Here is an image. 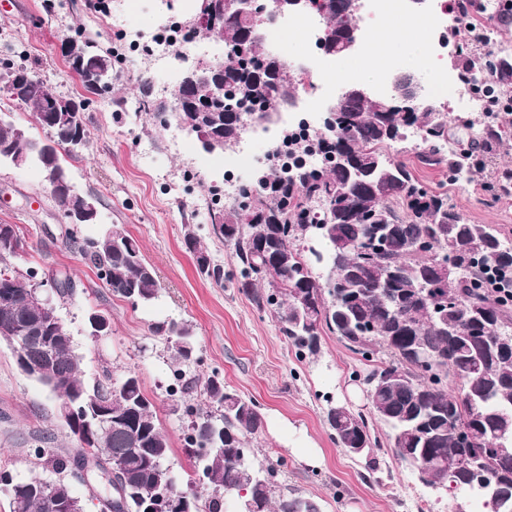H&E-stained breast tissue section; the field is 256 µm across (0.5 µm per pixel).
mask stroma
<instances>
[{"instance_id": "1", "label": "stroma", "mask_w": 512, "mask_h": 512, "mask_svg": "<svg viewBox=\"0 0 512 512\" xmlns=\"http://www.w3.org/2000/svg\"><path fill=\"white\" fill-rule=\"evenodd\" d=\"M141 25L135 9L98 16L90 12L88 0H0V58L25 64L58 94L85 103L88 142L64 161L76 189L100 201L102 221L84 225V235L95 237L103 226L122 225L140 244L160 283L159 297L149 306L113 295L92 265L64 247L63 219L43 190L40 170L0 165V224L19 225L28 242L17 267L61 270L78 284L75 294L57 305L83 358L86 383H105L130 371L138 375L170 440L169 463L180 486L201 477L184 442L188 420L183 410L200 402L199 386L216 372L261 405L264 427L253 442V461L278 469L277 493L314 497L323 512H413L417 500L429 502L433 512H455L453 494L432 492L393 456L353 457L333 443L325 418L329 402L369 409L359 378L364 367L337 336L323 334L318 357L299 358L269 310L257 309L225 279L197 270L184 246L189 230L224 275L234 270L229 247L210 232L208 187L221 178L222 156L204 152L196 134L177 122L155 125L139 107L145 96L170 101L185 69L223 54L195 35L190 43L172 47L170 67L154 70L149 55L130 46L131 32ZM78 33L112 50V93H87L71 71L62 45ZM498 131L485 154L487 168L460 187L452 185L447 168L423 165L414 143L399 144L394 157L427 188H447L449 205L470 223L492 224L512 236V196L502 198L484 187L512 168V113L501 114ZM93 310L109 318V335L90 336L87 316ZM169 320L190 324L198 357L185 372L196 391L176 398L168 391L171 352L152 330ZM39 447L70 456L77 452L55 400L19 371L11 349L0 344V472L17 482L56 480L36 455ZM309 453L318 464L306 462Z\"/></svg>"}]
</instances>
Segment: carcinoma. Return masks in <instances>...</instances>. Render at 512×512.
<instances>
[{"label":"carcinoma","instance_id":"carcinoma-1","mask_svg":"<svg viewBox=\"0 0 512 512\" xmlns=\"http://www.w3.org/2000/svg\"><path fill=\"white\" fill-rule=\"evenodd\" d=\"M325 34L340 45L359 31L352 0H322ZM195 31L218 38L235 50L246 40L247 26L227 17L214 29L200 24ZM77 51L98 67L112 71V53L90 39H72ZM248 55L233 53L222 60L223 91L209 87L189 91L169 107L152 109L143 93L144 111H156L160 123L175 116L188 131L204 130L237 144L245 103L283 106L295 97L297 81L282 60L269 55L262 41L247 46ZM481 65L499 88L512 85V57H493ZM3 91L28 108L50 133L46 141L0 118V163L24 156L42 173L45 191L61 212L82 211L98 203L79 191H55L52 184L71 182L62 157L85 146L88 130L70 111V100L54 92L25 65L9 68ZM335 123L329 127L332 146L316 140L325 164L292 166L262 175L258 184L239 190V199L209 211L211 232L232 251L236 285L263 310L274 308L284 337L298 354L316 357L325 332L338 336L360 360L372 365L363 377L369 414L344 403L327 408L326 421L337 447L350 451L390 448L405 468L431 484L451 489L479 470L481 498L489 512H512V241L491 224H471L448 206V194L433 191L417 180L409 167L393 157L404 132L415 128L433 135L422 139L419 160L455 172L473 171L471 159L441 152L448 143V124L431 108L421 112L385 109L379 98L350 94L334 102ZM345 156L353 165H339ZM87 251L79 238L65 232L63 245L77 251L99 271L112 294L149 304L159 293L154 268L137 241L114 224L95 238ZM186 249L199 270L220 279V268L192 231ZM28 243L15 224H0V284L13 297L12 322L31 324L36 313L27 301L29 279L14 265ZM453 258L457 273L442 263ZM153 332L165 339L177 366L197 363L192 328L184 321H163ZM35 363L38 351L30 352ZM44 363V362H42ZM82 359L73 344L58 341L37 381L57 397L81 398L87 405L112 397V429L95 442L79 444L74 458L44 448L58 473L92 461L99 467L112 461L122 494L109 512H140L162 490L178 491L168 464L172 448L157 420L155 405L139 377L129 372L113 384L88 388ZM203 403L185 406L187 416L214 430V447L194 457L213 495L204 500L191 491L192 512H223L225 499H240L239 512H322L320 504L299 495H275L273 466L256 469L250 461L253 437L263 428L260 406L245 399L214 373L203 385ZM385 428L381 444L374 423ZM470 429L476 441L469 447L458 432ZM69 493L58 481L34 478L10 502V512H55L57 497Z\"/></svg>","mask_w":512,"mask_h":512}]
</instances>
